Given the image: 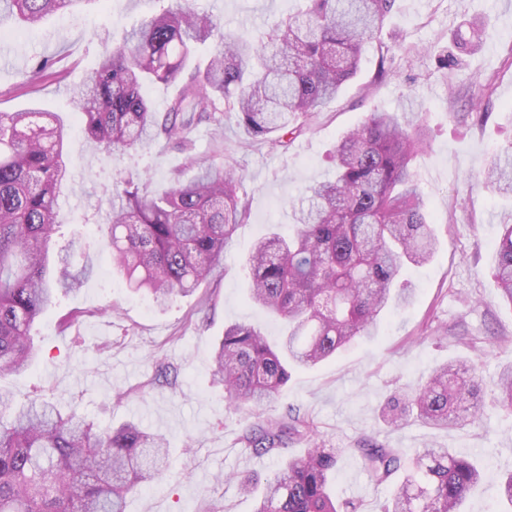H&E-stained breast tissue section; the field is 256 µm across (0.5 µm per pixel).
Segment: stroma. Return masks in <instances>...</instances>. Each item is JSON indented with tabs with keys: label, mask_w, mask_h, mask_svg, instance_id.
Masks as SVG:
<instances>
[{
	"label": "stroma",
	"mask_w": 512,
	"mask_h": 512,
	"mask_svg": "<svg viewBox=\"0 0 512 512\" xmlns=\"http://www.w3.org/2000/svg\"><path fill=\"white\" fill-rule=\"evenodd\" d=\"M200 11L219 18L224 32L260 34L288 9V0H197ZM155 0H90L79 14L53 16L36 27L0 25V111L34 106L58 113L69 129L66 162L71 178L59 193L58 246L71 238L86 246L75 265L89 266L81 289L64 296L36 322L33 339L41 361L0 378L19 396L40 395L61 409L78 408L99 425L136 420L169 440L170 467L160 480L126 499V512H253V497L230 482L232 473H265L275 464L244 450L240 437L254 410L230 411L224 388L212 380L214 348L225 326L253 323L268 337L280 321L249 299L246 259L270 230L288 232L292 205L335 171L343 134L374 111L419 116L426 145L413 166L428 220L438 244L433 258L407 267L411 304L389 312L376 337L334 359L294 371L265 413L301 409L312 420L317 441L344 449L335 477L338 496L361 512H379L391 485L375 486L351 454L361 438L409 451L449 448L476 459L483 478L466 512H500L499 486L512 470V421L485 405L482 419L463 429L430 428L409 419L398 429L380 408L396 387L416 383L437 364L466 358L485 380L512 366V306L502 302L492 273L499 227L512 223L506 203L477 173L512 141V0H396L377 39L367 42L356 75L335 99L315 113L287 150L248 141L236 113L224 128L193 130L197 158L228 156L241 179L248 217L224 249L207 282L166 307L131 294L112 271L108 227L93 222L105 202L104 185L147 172L153 187L167 186L186 164L170 145L150 144L108 160L86 139L71 108L70 90L94 69L106 45L156 10ZM488 15L474 52L446 82L438 62L453 49L454 36L470 37L471 19ZM394 59L378 79L381 45ZM53 75L38 87L20 82L22 71L44 60ZM485 113L471 122V111ZM176 369L175 384L157 379L158 361Z\"/></svg>",
	"instance_id": "1"
}]
</instances>
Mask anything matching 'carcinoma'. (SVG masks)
Instances as JSON below:
<instances>
[{"label":"carcinoma","instance_id":"carcinoma-1","mask_svg":"<svg viewBox=\"0 0 512 512\" xmlns=\"http://www.w3.org/2000/svg\"><path fill=\"white\" fill-rule=\"evenodd\" d=\"M83 2L0 0V22L36 25ZM167 2L105 48L71 91L87 138L108 158L162 140L189 153L188 133L222 126L226 112L237 113L251 138L288 149L304 120L353 77L365 42L395 0H302L303 7L269 31L250 36L222 32L220 21L193 0ZM206 44L213 51L202 69L193 58ZM157 83L178 86L163 112L147 97ZM65 138L55 112H0V378L39 358L35 323L59 297L79 290L88 274L71 261L73 242L57 253L56 275L47 272L61 228L58 190L69 178ZM423 142L410 117L370 113L337 145L333 178L293 209V232L272 231L254 244L251 298L287 328L273 344L253 324L224 328L213 376L224 383L230 407L271 404L293 371L374 337L385 313L411 302L413 292L401 287L400 275L430 261L437 249L412 172ZM188 166L194 173L175 174L161 193L143 190L147 175L123 178L105 191L113 268L129 290L160 307L209 278L246 214L229 161L211 157ZM483 175L512 198V143ZM493 275L512 306V224L502 225ZM493 385L494 405L511 417L512 369ZM482 393L476 363L449 362L393 396L383 417L399 428L414 412L425 424L463 429L484 413ZM302 441L311 444L304 456L284 458L288 445ZM242 442L252 454L278 459L262 480L233 475L240 490L258 495L255 512H359L332 488L346 452L358 455L376 486L403 473L381 512H464L482 479L473 461L447 448H419L409 464L401 449L366 440L355 448H323L313 422L297 408L249 425ZM166 464V438L136 421L96 427L75 409L64 413L35 397L19 403L0 387V512H124L126 496L158 479Z\"/></svg>","mask_w":512,"mask_h":512}]
</instances>
